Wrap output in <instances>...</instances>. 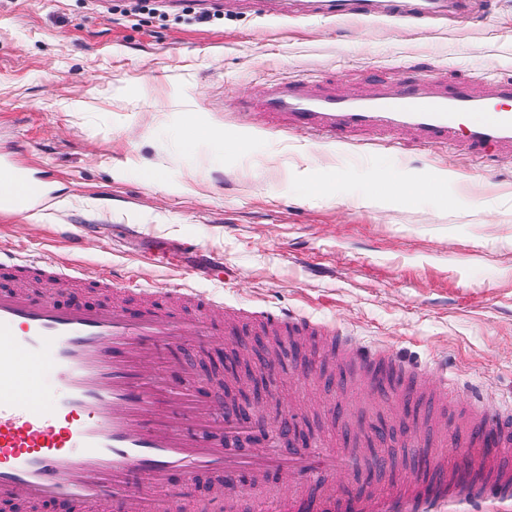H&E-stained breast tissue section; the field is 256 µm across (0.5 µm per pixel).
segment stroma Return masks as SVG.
<instances>
[{
    "mask_svg": "<svg viewBox=\"0 0 512 512\" xmlns=\"http://www.w3.org/2000/svg\"><path fill=\"white\" fill-rule=\"evenodd\" d=\"M0 0V157L44 178L26 213H0V249L156 288L183 282L225 304L285 308L447 366L463 393L512 395V152L420 146L398 128L320 144L268 129L253 108L284 77L339 94L379 83L512 76V0L416 21L272 20L168 0ZM204 126L214 139L186 142ZM245 140L236 148L227 134ZM153 167L146 181L145 167ZM448 171L440 198L379 199L380 180ZM297 361L254 364L274 383L251 408L359 460L362 489L424 474L430 405L351 383L305 339ZM386 462L364 466L370 447Z\"/></svg>",
    "mask_w": 512,
    "mask_h": 512,
    "instance_id": "stroma-1",
    "label": "stroma"
}]
</instances>
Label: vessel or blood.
Here are the masks:
<instances>
[{
	"label": "vessel or blood",
	"instance_id": "vessel-or-blood-1",
	"mask_svg": "<svg viewBox=\"0 0 512 512\" xmlns=\"http://www.w3.org/2000/svg\"><path fill=\"white\" fill-rule=\"evenodd\" d=\"M315 11L363 19L448 11L466 14L467 0H310ZM512 80L481 97L470 81L452 90L428 84L387 87L370 96L339 97L329 89L283 78L267 85L258 103L274 128H295L322 143L338 134L405 126L421 143H457L470 151H512ZM41 183L0 161V211L20 212L43 193ZM63 279L74 267L37 256L0 251V270ZM114 302L89 306L23 289L0 291V512L62 506L72 512H148L139 484L182 501L197 473L218 471L226 484L246 473L275 471L288 486L269 512H512V404L460 397L445 366L417 367L386 346L342 335L305 315L272 307L230 308L182 283L158 289L139 309L120 297L130 282L106 279ZM251 316L258 329L288 342L317 336L369 391L387 378L399 396L431 392L454 405L456 423L436 456L431 480L407 477L389 489L365 492L328 486L353 459L324 442L270 448L249 439L247 423L197 399L190 379L159 374L173 346L203 337L238 335ZM51 383L40 384L39 373ZM244 438L234 449L224 437Z\"/></svg>",
	"mask_w": 512,
	"mask_h": 512
}]
</instances>
